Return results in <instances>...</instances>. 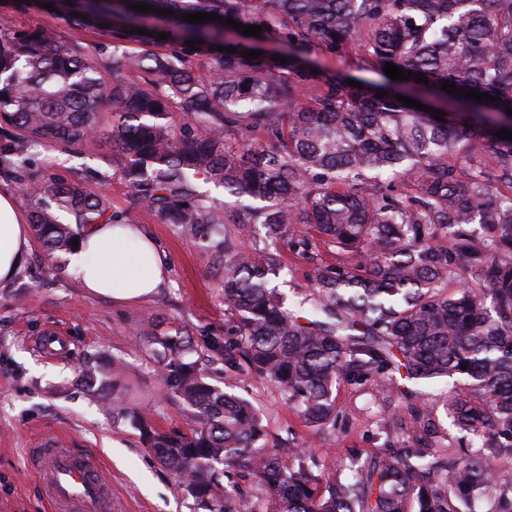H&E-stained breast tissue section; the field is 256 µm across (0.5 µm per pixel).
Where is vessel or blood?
<instances>
[{"mask_svg": "<svg viewBox=\"0 0 512 512\" xmlns=\"http://www.w3.org/2000/svg\"><path fill=\"white\" fill-rule=\"evenodd\" d=\"M34 456L52 512H112V487L94 458L55 441L35 449Z\"/></svg>", "mask_w": 512, "mask_h": 512, "instance_id": "obj_1", "label": "vessel or blood"}]
</instances>
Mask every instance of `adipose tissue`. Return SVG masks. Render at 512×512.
<instances>
[{
    "label": "adipose tissue",
    "instance_id": "1",
    "mask_svg": "<svg viewBox=\"0 0 512 512\" xmlns=\"http://www.w3.org/2000/svg\"><path fill=\"white\" fill-rule=\"evenodd\" d=\"M31 234L13 193L0 191V284L8 283L23 263ZM168 264L146 226L95 224L69 255L67 270L87 293L128 303L162 288Z\"/></svg>",
    "mask_w": 512,
    "mask_h": 512
}]
</instances>
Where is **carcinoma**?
I'll list each match as a JSON object with an SVG mask.
<instances>
[{
    "mask_svg": "<svg viewBox=\"0 0 512 512\" xmlns=\"http://www.w3.org/2000/svg\"><path fill=\"white\" fill-rule=\"evenodd\" d=\"M36 1L78 36L0 29V178L26 196L46 255L71 251L75 226L174 224L222 258L231 317L212 348L227 370L275 385L314 435L343 420L345 384L377 407L376 451L326 472L304 448L269 446L253 402L190 360L187 329L145 332L189 429L162 432L123 396L112 410L197 508L512 512V472L497 467L512 459V140L496 135L512 130V0H7L24 14ZM193 12L261 26L287 62L245 58L254 46L230 40L242 30L183 21ZM314 44L358 53L382 81L322 77L305 58ZM388 62L411 77L390 79ZM423 90L424 110L397 100ZM91 138L112 142L105 164L139 210L113 209L77 170L33 167L35 153ZM249 224L264 236L245 251L235 241ZM318 240L336 264L316 267L313 293L291 305L270 286L281 248L305 257ZM404 413L410 439L395 431Z\"/></svg>",
    "mask_w": 512,
    "mask_h": 512,
    "instance_id": "carcinoma-1",
    "label": "carcinoma"
}]
</instances>
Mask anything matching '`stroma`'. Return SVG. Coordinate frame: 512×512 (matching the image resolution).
<instances>
[{
    "label": "stroma",
    "instance_id": "1",
    "mask_svg": "<svg viewBox=\"0 0 512 512\" xmlns=\"http://www.w3.org/2000/svg\"><path fill=\"white\" fill-rule=\"evenodd\" d=\"M309 57L330 75L377 78L371 63L353 54L316 45ZM109 151L108 143L93 138L68 159L57 151L38 152L34 165L90 167L91 189L110 198L114 209L131 208L120 170L102 162ZM149 226L170 258L166 282L150 299L115 304L87 296L64 265L46 263L36 237L13 281L0 288V512H49L32 455L49 440L95 457L112 483V512H197L194 500L106 400L118 392L137 400L158 430H187L179 404L162 393L159 366L138 334L142 328H187L196 359L215 380L224 378V362L210 345L223 337L227 319L213 252L204 242L182 237L174 225L153 220ZM283 261L281 289L298 301L310 291L314 268L335 263L336 255L321 246L309 259L284 252ZM84 363L96 368L88 384L78 377ZM236 382L256 399L271 442L308 448L325 470L346 467L350 449L365 453L377 445L362 387L341 388L338 403L346 418L316 438L274 386L255 377Z\"/></svg>",
    "mask_w": 512,
    "mask_h": 512
}]
</instances>
